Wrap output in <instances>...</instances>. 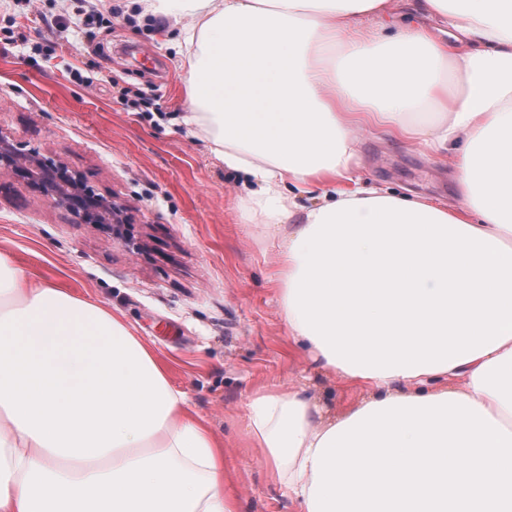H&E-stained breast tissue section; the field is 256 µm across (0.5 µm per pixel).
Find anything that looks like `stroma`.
<instances>
[{"label":"stroma","mask_w":512,"mask_h":512,"mask_svg":"<svg viewBox=\"0 0 512 512\" xmlns=\"http://www.w3.org/2000/svg\"><path fill=\"white\" fill-rule=\"evenodd\" d=\"M192 18L140 17L132 0H0V135L79 174L123 208V243L77 223L0 170V253L27 276L103 303L156 352L170 383L224 442L239 512H299L247 431L257 394L304 385L344 412L360 385L292 343L281 307L279 239L208 135L183 124L178 39ZM93 77L71 81L70 69ZM142 90L151 112L113 93ZM357 187L458 203L449 161L365 128Z\"/></svg>","instance_id":"35a3bbf8"}]
</instances>
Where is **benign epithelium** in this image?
<instances>
[{
  "instance_id": "benign-epithelium-1",
  "label": "benign epithelium",
  "mask_w": 512,
  "mask_h": 512,
  "mask_svg": "<svg viewBox=\"0 0 512 512\" xmlns=\"http://www.w3.org/2000/svg\"><path fill=\"white\" fill-rule=\"evenodd\" d=\"M3 166L22 172L53 204L73 211L79 223L107 225L112 228L114 238L124 240L121 207L108 198L87 196L78 177L63 174L57 167L16 152L8 140L0 136V168Z\"/></svg>"
}]
</instances>
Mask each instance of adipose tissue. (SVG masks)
Instances as JSON below:
<instances>
[{
  "mask_svg": "<svg viewBox=\"0 0 512 512\" xmlns=\"http://www.w3.org/2000/svg\"><path fill=\"white\" fill-rule=\"evenodd\" d=\"M390 2L137 0L194 19L182 120L289 226V335L367 390L328 419L303 387L253 397L273 482L300 512H512V0H419L447 40L364 30ZM425 102L445 121L409 123ZM368 126L449 155L457 207L344 189ZM312 186L331 193L298 206ZM0 512H238L223 442L153 349L1 253Z\"/></svg>",
  "mask_w": 512,
  "mask_h": 512,
  "instance_id": "ef3b65f1",
  "label": "adipose tissue"
}]
</instances>
